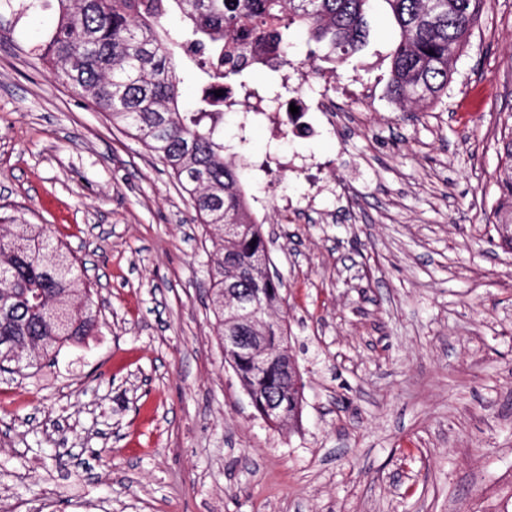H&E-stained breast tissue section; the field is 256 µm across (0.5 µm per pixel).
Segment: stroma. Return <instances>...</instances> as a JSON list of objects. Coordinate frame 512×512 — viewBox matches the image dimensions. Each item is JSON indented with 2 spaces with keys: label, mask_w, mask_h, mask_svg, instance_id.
<instances>
[{
  "label": "stroma",
  "mask_w": 512,
  "mask_h": 512,
  "mask_svg": "<svg viewBox=\"0 0 512 512\" xmlns=\"http://www.w3.org/2000/svg\"><path fill=\"white\" fill-rule=\"evenodd\" d=\"M56 18V0L0 8V224L46 225L99 326L0 374V512H512V253L492 228L512 0H488L431 107L391 100L398 30L376 0L367 46L324 74L371 90L352 132L292 143L226 113L252 160H328L360 193L311 207L303 176L245 179L284 284L296 426L264 421L224 362L189 194L37 60Z\"/></svg>",
  "instance_id": "stroma-1"
}]
</instances>
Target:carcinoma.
<instances>
[{"label": "carcinoma", "instance_id": "obj_1", "mask_svg": "<svg viewBox=\"0 0 512 512\" xmlns=\"http://www.w3.org/2000/svg\"><path fill=\"white\" fill-rule=\"evenodd\" d=\"M374 0H57L54 28L41 45L39 61L80 90L115 125L125 126L169 167L190 195L200 223L215 231L210 255L218 333L224 335V281L265 289L269 321L281 301L282 281L269 279L258 263L266 248L262 225L253 216L240 170L224 161V109L235 102L215 96L229 88L264 100L280 97L275 86L250 84L255 65L268 57L290 62L305 37L314 62L345 64L369 37L366 12ZM400 38L390 53L389 96L402 106H428L446 94L453 64L469 40L485 0H383ZM178 10L181 26L162 20ZM181 49L206 79L193 112L180 110L175 49ZM501 214L512 212V165L498 181ZM227 224L248 227L224 233ZM0 368L4 363H38L64 344L90 335L97 326L90 289L75 266L52 245L38 224H0ZM287 357L276 359L264 377L240 366L243 386L261 402L274 395L286 407L303 398L302 385L288 378Z\"/></svg>", "mask_w": 512, "mask_h": 512}]
</instances>
